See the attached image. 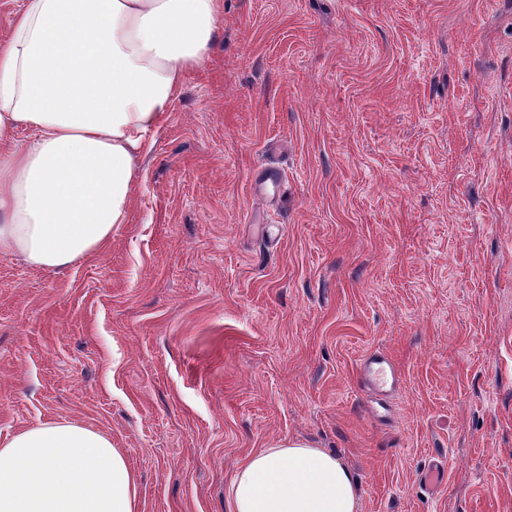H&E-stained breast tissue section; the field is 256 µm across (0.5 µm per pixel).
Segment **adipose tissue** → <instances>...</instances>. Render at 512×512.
Returning <instances> with one entry per match:
<instances>
[{"label":"adipose tissue","mask_w":512,"mask_h":512,"mask_svg":"<svg viewBox=\"0 0 512 512\" xmlns=\"http://www.w3.org/2000/svg\"><path fill=\"white\" fill-rule=\"evenodd\" d=\"M224 0H17L0 40V254L60 269L128 223L138 160L220 32ZM229 512H362L336 454L291 439L252 451ZM0 512H138L110 437L43 422L0 442Z\"/></svg>","instance_id":"adipose-tissue-1"}]
</instances>
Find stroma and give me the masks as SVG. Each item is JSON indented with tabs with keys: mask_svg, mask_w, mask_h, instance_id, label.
<instances>
[{
	"mask_svg": "<svg viewBox=\"0 0 512 512\" xmlns=\"http://www.w3.org/2000/svg\"><path fill=\"white\" fill-rule=\"evenodd\" d=\"M153 141L105 248L0 256V440L108 435L140 512L293 438L362 512H512V0H224ZM358 376L364 387L377 391L389 383L395 390L400 381L391 356L381 351H373L364 357L359 364Z\"/></svg>",
	"mask_w": 512,
	"mask_h": 512,
	"instance_id": "stroma-1",
	"label": "stroma"
}]
</instances>
